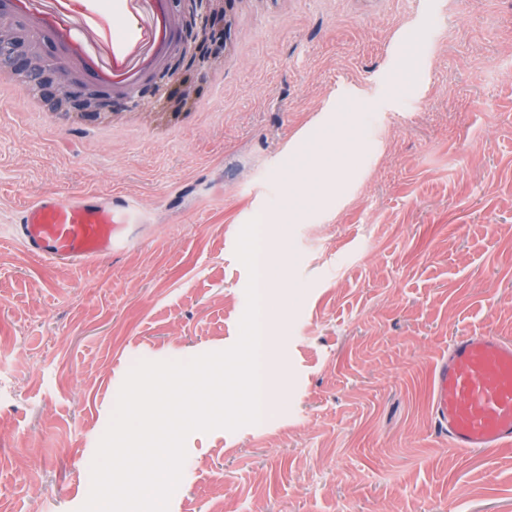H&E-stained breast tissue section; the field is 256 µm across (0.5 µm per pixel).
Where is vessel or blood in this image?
I'll return each mask as SVG.
<instances>
[{"instance_id": "1", "label": "vessel or blood", "mask_w": 512, "mask_h": 512, "mask_svg": "<svg viewBox=\"0 0 512 512\" xmlns=\"http://www.w3.org/2000/svg\"><path fill=\"white\" fill-rule=\"evenodd\" d=\"M132 213L119 196H49L22 208L16 236L37 257L74 264L111 255ZM431 409L449 447L511 446L512 340L487 331L452 337L432 370Z\"/></svg>"}]
</instances>
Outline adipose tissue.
<instances>
[{"instance_id":"ef3b65f1","label":"adipose tissue","mask_w":512,"mask_h":512,"mask_svg":"<svg viewBox=\"0 0 512 512\" xmlns=\"http://www.w3.org/2000/svg\"><path fill=\"white\" fill-rule=\"evenodd\" d=\"M358 128L356 113L337 114L335 139H327L321 132L301 149L296 159L301 177L288 185L289 223H296L308 211L325 203L330 194H344L359 144Z\"/></svg>"}]
</instances>
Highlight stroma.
I'll list each match as a JSON object with an SVG mask.
<instances>
[{
	"label": "stroma",
	"instance_id": "obj_1",
	"mask_svg": "<svg viewBox=\"0 0 512 512\" xmlns=\"http://www.w3.org/2000/svg\"><path fill=\"white\" fill-rule=\"evenodd\" d=\"M262 2L175 126L0 112V512H78L131 367L234 345L256 217L293 255L272 290L285 389L265 421L187 437L169 512H512V447L449 448L428 373L452 337L512 339V0ZM418 31L405 101L392 52ZM340 112L364 116L350 190L285 223L291 159ZM84 192L136 204L129 243L29 254L22 207Z\"/></svg>",
	"mask_w": 512,
	"mask_h": 512
}]
</instances>
